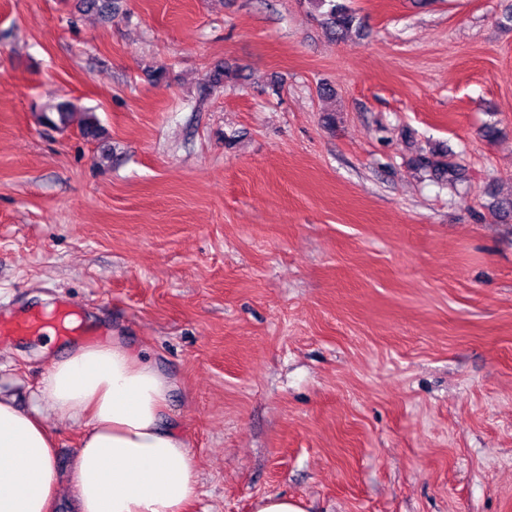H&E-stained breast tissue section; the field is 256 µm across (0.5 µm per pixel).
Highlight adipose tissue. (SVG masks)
Masks as SVG:
<instances>
[{"instance_id":"obj_1","label":"adipose tissue","mask_w":512,"mask_h":512,"mask_svg":"<svg viewBox=\"0 0 512 512\" xmlns=\"http://www.w3.org/2000/svg\"><path fill=\"white\" fill-rule=\"evenodd\" d=\"M174 382L123 337L53 359L30 409L0 387V512H50L59 491L55 440L87 412L75 465L80 512H184L196 461L169 418Z\"/></svg>"}]
</instances>
